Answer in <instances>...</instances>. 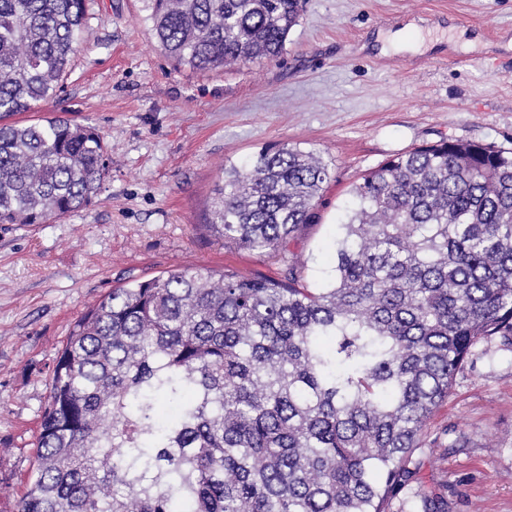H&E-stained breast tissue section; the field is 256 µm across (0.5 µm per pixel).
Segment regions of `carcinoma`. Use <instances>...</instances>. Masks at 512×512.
<instances>
[{
	"instance_id": "obj_1",
	"label": "carcinoma",
	"mask_w": 512,
	"mask_h": 512,
	"mask_svg": "<svg viewBox=\"0 0 512 512\" xmlns=\"http://www.w3.org/2000/svg\"><path fill=\"white\" fill-rule=\"evenodd\" d=\"M155 44L208 72L274 60L301 0H143ZM84 0H0V224L79 211L103 137L66 118L4 122L57 96ZM329 164L286 143L224 167L211 227L279 254ZM332 280L187 267L114 288L51 371L35 468L16 512H422L415 454L476 355L512 346V149L440 140L351 188Z\"/></svg>"
}]
</instances>
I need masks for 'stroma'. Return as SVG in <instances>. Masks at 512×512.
<instances>
[{
  "mask_svg": "<svg viewBox=\"0 0 512 512\" xmlns=\"http://www.w3.org/2000/svg\"><path fill=\"white\" fill-rule=\"evenodd\" d=\"M281 56L211 72L175 66L141 0H86L58 97L31 120L95 127L108 172L85 208L0 224V512L33 471L50 373L75 321L115 288L186 267L318 288L355 182L443 139L512 147V0H301ZM289 143L331 166L287 258L225 244L208 226L225 165ZM466 364L416 455L448 512H512V349Z\"/></svg>",
  "mask_w": 512,
  "mask_h": 512,
  "instance_id": "1",
  "label": "stroma"
}]
</instances>
